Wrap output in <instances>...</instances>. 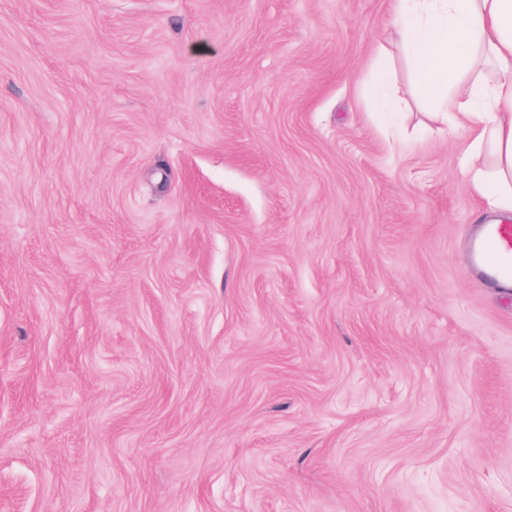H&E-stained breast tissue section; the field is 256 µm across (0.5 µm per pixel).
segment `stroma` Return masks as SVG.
<instances>
[{
	"mask_svg": "<svg viewBox=\"0 0 512 512\" xmlns=\"http://www.w3.org/2000/svg\"><path fill=\"white\" fill-rule=\"evenodd\" d=\"M489 215L391 0H0V512H512ZM370 78L367 91L375 111L383 114L397 112L399 101L388 94L394 83V72L385 55H379L374 61Z\"/></svg>",
	"mask_w": 512,
	"mask_h": 512,
	"instance_id": "35a3bbf8",
	"label": "stroma"
}]
</instances>
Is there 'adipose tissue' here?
Here are the masks:
<instances>
[{
	"instance_id": "ef3b65f1",
	"label": "adipose tissue",
	"mask_w": 512,
	"mask_h": 512,
	"mask_svg": "<svg viewBox=\"0 0 512 512\" xmlns=\"http://www.w3.org/2000/svg\"><path fill=\"white\" fill-rule=\"evenodd\" d=\"M393 32L406 61L451 129L470 136L462 161L471 187L512 215V0H393ZM394 72L375 60L368 95L397 111Z\"/></svg>"
}]
</instances>
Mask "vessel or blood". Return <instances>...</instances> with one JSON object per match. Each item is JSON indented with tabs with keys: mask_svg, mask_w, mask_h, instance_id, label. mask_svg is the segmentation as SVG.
Masks as SVG:
<instances>
[{
	"mask_svg": "<svg viewBox=\"0 0 512 512\" xmlns=\"http://www.w3.org/2000/svg\"><path fill=\"white\" fill-rule=\"evenodd\" d=\"M471 265L486 287L512 289V225H482L471 243Z\"/></svg>",
	"mask_w": 512,
	"mask_h": 512,
	"instance_id": "1",
	"label": "vessel or blood"
}]
</instances>
